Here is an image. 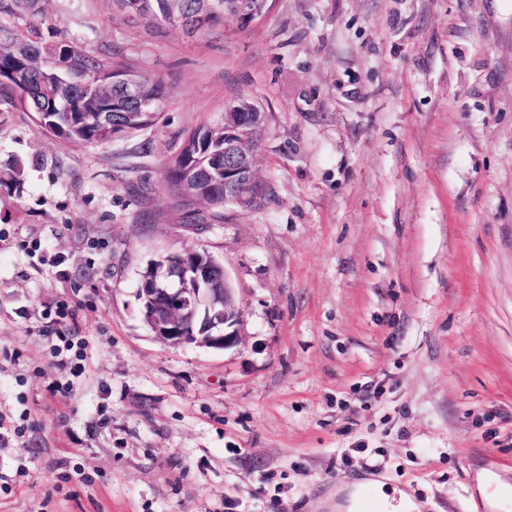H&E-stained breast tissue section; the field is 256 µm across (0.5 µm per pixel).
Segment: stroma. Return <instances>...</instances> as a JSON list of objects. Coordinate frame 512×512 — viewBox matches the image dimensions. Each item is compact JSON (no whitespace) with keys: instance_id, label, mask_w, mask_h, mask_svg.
Here are the masks:
<instances>
[{"instance_id":"obj_1","label":"stroma","mask_w":512,"mask_h":512,"mask_svg":"<svg viewBox=\"0 0 512 512\" xmlns=\"http://www.w3.org/2000/svg\"><path fill=\"white\" fill-rule=\"evenodd\" d=\"M46 13L167 102L102 147L0 110V172L24 167L0 186V512H346L373 475L420 512H512V0H269L194 35ZM240 94L268 114L262 199L192 228L162 163ZM201 249L242 313L224 351L138 313L146 262Z\"/></svg>"}]
</instances>
